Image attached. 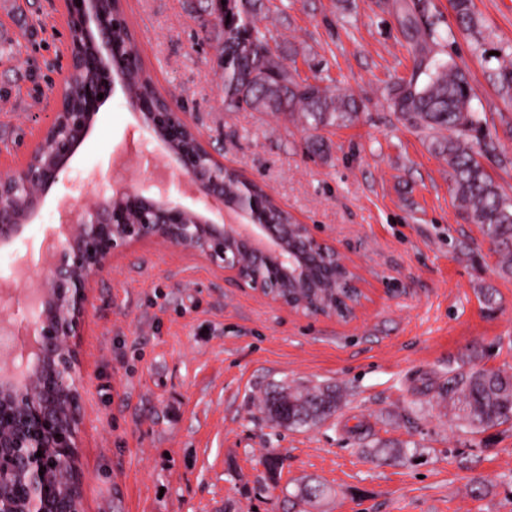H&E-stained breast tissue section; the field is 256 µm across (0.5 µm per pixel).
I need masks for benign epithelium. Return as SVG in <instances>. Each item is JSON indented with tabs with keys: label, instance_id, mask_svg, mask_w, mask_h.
<instances>
[{
	"label": "benign epithelium",
	"instance_id": "benign-epithelium-1",
	"mask_svg": "<svg viewBox=\"0 0 512 512\" xmlns=\"http://www.w3.org/2000/svg\"><path fill=\"white\" fill-rule=\"evenodd\" d=\"M70 40L67 75L51 121L21 167L0 176V249L28 245L26 231L49 189L67 178L70 161L90 133L100 107L121 90L137 128L163 149L167 166L194 187L195 206L171 198L168 189L122 186L95 197L74 222L59 225L51 241L55 260L44 270L35 296L27 298L29 352L0 319V512H83L82 480L75 462L83 423L82 363L78 339L93 279L112 257L151 240L193 251L238 287L297 314L303 310L281 288H344L358 295L350 309L319 310L315 317L349 322L365 297L362 277L314 226L271 224L260 219L261 203L251 181L224 202V161L203 142L186 113L166 103L147 111L129 90L128 73L143 66L126 29L124 0H64ZM103 98H98V95ZM233 211L244 224H220L214 209Z\"/></svg>",
	"mask_w": 512,
	"mask_h": 512
}]
</instances>
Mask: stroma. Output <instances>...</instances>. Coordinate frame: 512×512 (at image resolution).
Returning <instances> with one entry per match:
<instances>
[{
    "label": "stroma",
    "instance_id": "1",
    "mask_svg": "<svg viewBox=\"0 0 512 512\" xmlns=\"http://www.w3.org/2000/svg\"><path fill=\"white\" fill-rule=\"evenodd\" d=\"M413 2L452 32L447 55L468 71L496 147L482 162L512 195V100L495 80V53L512 43V0H474L467 32L450 0ZM391 3L270 0L263 11L300 79L321 78L358 105L353 123L315 131L295 115L225 108L204 0H126L157 91L183 104L225 165L333 242L364 278L365 301L349 322L306 318L188 250L144 242L115 255L91 284L78 341L85 512H512V425L462 432L438 398L454 373L512 368V280L495 274L481 232L460 215L433 134L383 96L413 73ZM6 23L16 37L0 46V171L23 160L52 117L66 38L60 0H13ZM135 127L122 94L102 105L29 245L0 251V275L20 257L40 279L61 197L80 206L153 178L165 162L156 144L116 154ZM488 286L498 291L492 309L479 299ZM293 382L338 388V409L310 428L273 426L258 399ZM384 443L405 457L372 454ZM307 477L331 491L320 506L293 496Z\"/></svg>",
    "mask_w": 512,
    "mask_h": 512
}]
</instances>
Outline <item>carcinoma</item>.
Segmentation results:
<instances>
[{"label": "carcinoma", "instance_id": "cac0c4a2", "mask_svg": "<svg viewBox=\"0 0 512 512\" xmlns=\"http://www.w3.org/2000/svg\"><path fill=\"white\" fill-rule=\"evenodd\" d=\"M264 0H226L224 15L213 18L216 29L215 62L224 82V105L229 110L248 109L264 114H299L318 129L351 122L357 106L350 95L341 94L320 80H298L282 52L270 45L271 37L261 26ZM409 37L416 73L408 81L394 82L384 96L410 124L429 130H446L436 140L438 154L451 169L456 206L466 220L481 230L489 251L496 256L495 271L512 279V195L486 171L479 160L488 147L485 113L472 105L475 97L467 72L437 57V48L448 40L435 23L422 24L406 0H393ZM461 25L475 24L473 0H452ZM502 62L496 70L500 89L512 97V45L499 50ZM458 410V429L479 433L512 421V371L471 368L448 379L443 392ZM341 394L327 386L283 385L266 393L262 411L275 426L285 429L315 426L332 416ZM327 487L317 481L298 485L296 496L317 501Z\"/></svg>", "mask_w": 512, "mask_h": 512}]
</instances>
